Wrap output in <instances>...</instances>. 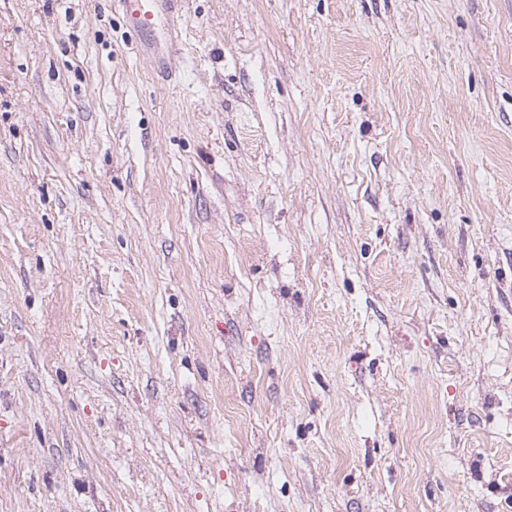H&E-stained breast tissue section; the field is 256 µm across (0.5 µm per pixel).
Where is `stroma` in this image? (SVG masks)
Listing matches in <instances>:
<instances>
[{"instance_id": "35a3bbf8", "label": "stroma", "mask_w": 512, "mask_h": 512, "mask_svg": "<svg viewBox=\"0 0 512 512\" xmlns=\"http://www.w3.org/2000/svg\"><path fill=\"white\" fill-rule=\"evenodd\" d=\"M0 512H512V0H0ZM126 18L129 26L143 35L162 20L167 30L172 32L178 12L182 9L181 0H114Z\"/></svg>"}]
</instances>
